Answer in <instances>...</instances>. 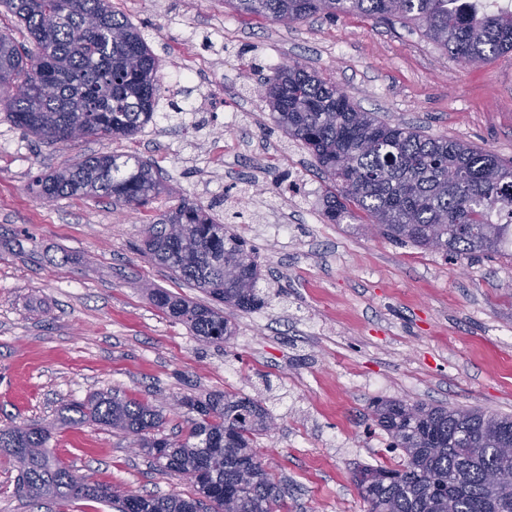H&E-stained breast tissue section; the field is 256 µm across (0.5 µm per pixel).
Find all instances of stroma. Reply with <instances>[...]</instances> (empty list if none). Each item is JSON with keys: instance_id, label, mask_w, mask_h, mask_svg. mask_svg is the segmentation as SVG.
Wrapping results in <instances>:
<instances>
[{"instance_id": "stroma-1", "label": "stroma", "mask_w": 512, "mask_h": 512, "mask_svg": "<svg viewBox=\"0 0 512 512\" xmlns=\"http://www.w3.org/2000/svg\"><path fill=\"white\" fill-rule=\"evenodd\" d=\"M144 34L180 111L158 106L130 139L37 144L0 112V427L49 425L54 458L121 490L194 496L119 432L57 422L96 392L152 403L162 430L187 427L184 396L258 400L273 428L255 449L286 489L273 512H368L364 466L403 461L375 423L381 399L512 414V257L451 261L324 215L330 183L272 124L260 74L289 60L316 70L364 111L512 161V54L471 67L412 26L357 15L291 27L224 0H110ZM201 69L184 81L188 66ZM212 105L198 110L203 95ZM135 153L160 170L148 208L46 202L28 184L91 154ZM211 208L253 247L266 304L230 314L233 336L206 343L160 310L150 289L203 303L199 289L137 249L144 223L176 199ZM0 452V512H115L80 499L15 493Z\"/></svg>"}]
</instances>
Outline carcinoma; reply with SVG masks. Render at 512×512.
<instances>
[{
  "instance_id": "carcinoma-1",
  "label": "carcinoma",
  "mask_w": 512,
  "mask_h": 512,
  "mask_svg": "<svg viewBox=\"0 0 512 512\" xmlns=\"http://www.w3.org/2000/svg\"><path fill=\"white\" fill-rule=\"evenodd\" d=\"M234 11L292 25L315 16L361 14L413 24L446 55L486 65L512 52V12L480 0H225ZM26 29L23 47L0 33V110L42 141L82 136L128 138L154 116L162 84L158 58L140 28L109 0H0ZM274 125L300 142L338 188L326 196L335 224L357 221L401 245L450 259L499 253L512 244V164L493 152L431 136L366 112L336 85L298 61L260 80ZM37 197L105 199L142 208L164 186L159 171L135 154H94L36 177ZM141 253L227 309L265 304L253 250L210 212L182 198L144 225ZM152 300L193 335L221 343L232 335L217 307L151 289ZM193 416L181 439L159 435L153 406L110 392L64 405L59 419L88 421L130 438L161 469L187 479L196 497L118 491L73 474L54 460L41 425L0 428V450L18 468L16 493L31 501L93 498L118 512H272L278 487L253 448L272 417L258 402L231 394L185 397ZM374 415L407 460L362 468L354 481L369 512H512L498 495L497 474L512 482V416L400 400Z\"/></svg>"
}]
</instances>
